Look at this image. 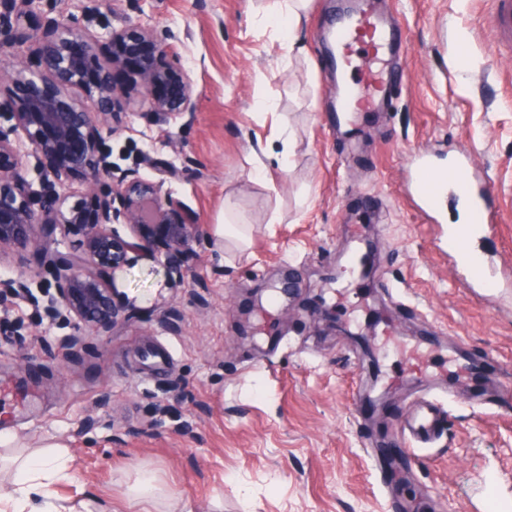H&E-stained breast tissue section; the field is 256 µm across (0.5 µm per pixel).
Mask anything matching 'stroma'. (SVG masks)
Here are the masks:
<instances>
[{"instance_id": "35a3bbf8", "label": "stroma", "mask_w": 512, "mask_h": 512, "mask_svg": "<svg viewBox=\"0 0 512 512\" xmlns=\"http://www.w3.org/2000/svg\"><path fill=\"white\" fill-rule=\"evenodd\" d=\"M364 4L400 36V83L340 125L320 29L343 0H310L290 33L273 0H69L96 34L175 33L195 114L156 126L131 106L107 144L117 173L144 151L183 167L160 194L200 235L175 262L128 254L105 336L50 321V271L0 251V279L32 291L0 300V448L70 449L61 499L128 512L151 471L150 512H512V287H464L442 228L465 210L451 194L430 219L412 189L417 157L465 158L495 194L481 248L512 260V43L497 0ZM228 202L246 248L217 234ZM425 389L447 413L413 450L396 428ZM156 486L150 476L143 477L133 488L129 495L130 507L154 503Z\"/></svg>"}]
</instances>
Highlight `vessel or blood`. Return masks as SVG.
Masks as SVG:
<instances>
[{"label":"vessel or blood","instance_id":"obj_1","mask_svg":"<svg viewBox=\"0 0 512 512\" xmlns=\"http://www.w3.org/2000/svg\"><path fill=\"white\" fill-rule=\"evenodd\" d=\"M329 36L335 46L330 63L347 78L344 92L336 96L335 112H373L391 96L396 77L388 61L398 41L395 31L379 15L359 9L355 14L335 19ZM416 171L421 178L416 197L426 214L439 211L448 189H455L469 212L467 227L448 228V253L461 265L466 286H483L492 278L476 243L489 237L497 216L487 203L492 187L479 183L466 165L439 168L432 160L419 159ZM442 407L433 398H425L418 416L403 424L402 435L415 446L433 442Z\"/></svg>","mask_w":512,"mask_h":512}]
</instances>
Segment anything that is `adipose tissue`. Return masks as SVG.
<instances>
[{
  "mask_svg": "<svg viewBox=\"0 0 512 512\" xmlns=\"http://www.w3.org/2000/svg\"><path fill=\"white\" fill-rule=\"evenodd\" d=\"M72 468L66 448L0 451V473L8 477L0 484V512H75L51 494L52 486L71 479Z\"/></svg>",
  "mask_w": 512,
  "mask_h": 512,
  "instance_id": "obj_1",
  "label": "adipose tissue"
}]
</instances>
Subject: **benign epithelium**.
Returning <instances> with one entry per match:
<instances>
[{"label": "benign epithelium", "instance_id": "benign-epithelium-1", "mask_svg": "<svg viewBox=\"0 0 512 512\" xmlns=\"http://www.w3.org/2000/svg\"><path fill=\"white\" fill-rule=\"evenodd\" d=\"M36 2L0 0V56L8 57L16 45L32 40L39 62L35 71L17 57L8 72L0 62V81L6 75L25 92L23 110L10 113L13 124L0 126V249L24 251L39 240L53 245L42 253L57 271L48 317L71 323L77 331L85 326L106 335L120 321L122 307L104 272L120 269L131 251L156 256L139 229L166 225L168 245L174 248L197 233L191 215L161 198L158 184L140 173L144 166L163 179H177L181 170L147 152L141 166L116 178L106 136L117 132L133 86L140 92L144 115L159 126L174 116L193 114L197 96L181 64L160 63L172 52L174 33L161 38L150 26L127 21L107 32L110 56L90 70L86 59L95 54L98 37L64 7L31 33L29 18ZM132 55L139 58L133 85L115 82L114 73ZM73 88L93 101L94 111L68 96ZM24 150L50 160L39 191L29 188L15 163ZM74 172L83 173L97 195V208L89 214L82 203L71 201L68 183ZM115 224L128 226L131 236L118 235ZM72 233L82 236L79 249L59 250Z\"/></svg>", "mask_w": 512, "mask_h": 512}]
</instances>
